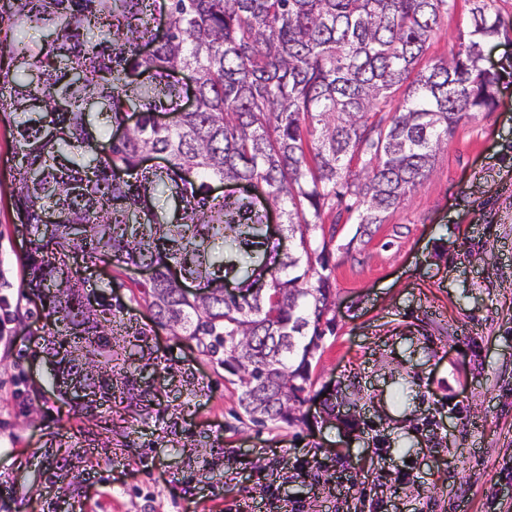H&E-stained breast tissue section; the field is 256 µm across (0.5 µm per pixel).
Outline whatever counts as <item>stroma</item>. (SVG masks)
I'll list each match as a JSON object with an SVG mask.
<instances>
[{
  "instance_id": "35a3bbf8",
  "label": "stroma",
  "mask_w": 512,
  "mask_h": 512,
  "mask_svg": "<svg viewBox=\"0 0 512 512\" xmlns=\"http://www.w3.org/2000/svg\"><path fill=\"white\" fill-rule=\"evenodd\" d=\"M473 0L435 28L424 59L468 39ZM502 32L485 66L512 61V0H494ZM16 160L0 122V512H512V82L498 105L464 118L430 176L368 236L354 214L325 210L335 327L311 362L303 423L259 427L240 388L194 342L155 325L133 293L147 275L102 257L93 291H110L145 326L164 364L191 371L162 403L200 447L161 439L164 424L104 409L111 448H71L91 419L50 380L45 312L26 287L29 231L13 203ZM342 399L339 416L326 401ZM78 491L50 483L56 460Z\"/></svg>"
}]
</instances>
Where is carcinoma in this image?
Returning <instances> with one entry per match:
<instances>
[{
	"label": "carcinoma",
	"instance_id": "cac0c4a2",
	"mask_svg": "<svg viewBox=\"0 0 512 512\" xmlns=\"http://www.w3.org/2000/svg\"><path fill=\"white\" fill-rule=\"evenodd\" d=\"M162 2L159 12L157 0H0V114L17 158L14 206L33 234L27 288L53 330L52 380L64 377L87 413L117 400L147 417L161 405L172 372L146 329L103 293L83 300L76 260L109 256L152 268L143 300L155 323L237 377L252 423L290 426L333 331L329 278L309 281L327 243L317 252L310 232L348 196L357 232L371 235L429 177L459 122L496 105L512 64L481 60L500 20L493 0H474L468 43L424 65L451 0ZM184 70L195 73L191 110ZM130 110L139 121L121 142L97 139L93 127L121 125ZM148 153L168 165L142 166ZM216 181L260 185L297 249L269 240L253 198L213 195ZM162 197L170 216L154 204ZM262 273L268 288L249 293ZM229 276L240 294L224 293Z\"/></svg>",
	"mask_w": 512,
	"mask_h": 512
}]
</instances>
